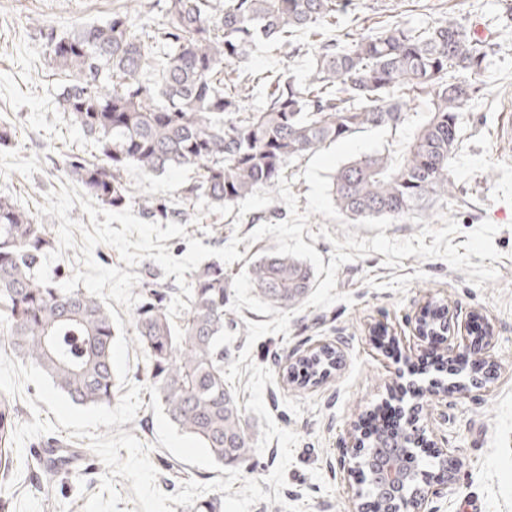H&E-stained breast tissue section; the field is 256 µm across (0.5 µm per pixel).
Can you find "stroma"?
<instances>
[{"label":"stroma","mask_w":512,"mask_h":512,"mask_svg":"<svg viewBox=\"0 0 512 512\" xmlns=\"http://www.w3.org/2000/svg\"><path fill=\"white\" fill-rule=\"evenodd\" d=\"M123 3L0 0V122L16 130L12 141L0 146V197L38 212L48 193L70 184L68 156H97L94 142L58 109L57 94L66 77L50 64L38 30L52 27L65 33L102 23ZM397 17L413 24L455 19L473 25L492 45L477 78L481 92L461 110L459 148L449 165L453 194L432 203L422 218L435 227L439 213H447L459 227L450 238L455 245L464 243L467 232L483 221L495 224L494 245L502 255L495 263L497 280L475 286L465 272L440 258L409 256L400 266L388 267L384 254L372 252L341 265L337 272L336 290L351 295L352 303L299 311L290 321L288 335L269 334L247 346L248 323L266 322V315L246 307L228 311L224 360H237L247 347L252 360L276 377L265 387V404L278 426L299 436L286 486L280 491L286 504L305 506L307 512H350L357 457L348 432L367 413L390 401L392 391L414 379L423 394L405 396L404 402L414 406V425L431 441L418 454L436 490L427 503L429 512H512V147L500 136L502 127L512 123V0H346L329 36L342 42ZM313 51L310 36L300 32L287 56L261 47L235 69L243 74L286 69L302 77ZM194 176L188 168L159 176L137 168L124 173L138 195L190 213L185 236L164 242L173 257L186 254L191 238L220 248L240 237L241 260L224 267L225 278L234 279L276 247L273 235L251 243L248 234L261 224L286 220L288 209L274 189L231 207L186 202L181 191ZM428 301L451 304L462 314L481 312L483 319L472 330L481 338V360L496 370L486 387L446 396L434 383V368L412 371V363L427 348L414 325ZM489 326L494 329L490 337L485 334ZM325 342L340 345L336 369L306 385L283 379L290 358ZM127 343L128 377L141 385L143 405L120 429L148 446L158 487L174 494L185 481L208 483L219 478V471L184 463L159 444L152 396L145 389L146 357L135 336H128ZM53 440L68 442L73 449L88 446L87 440L70 438L64 428L27 441L5 481L12 496L8 512H83L89 495L100 491L106 467L94 455L70 460L53 482L29 479L27 460ZM440 449L452 456L455 483L444 480L436 456Z\"/></svg>","instance_id":"obj_1"}]
</instances>
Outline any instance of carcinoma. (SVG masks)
Returning <instances> with one entry per match:
<instances>
[{
	"mask_svg": "<svg viewBox=\"0 0 512 512\" xmlns=\"http://www.w3.org/2000/svg\"><path fill=\"white\" fill-rule=\"evenodd\" d=\"M126 0L103 24L58 34L40 31L53 67L69 77L58 105L100 159L73 155L69 175L102 205L120 212L138 206L151 220L173 212L139 197L123 179L136 167L160 174L191 167L197 178L184 199L232 206L278 185L288 163L327 143L373 128L409 122L402 101L430 97L429 111L414 124L398 157L375 152L337 168L336 205L347 217L401 221L452 195L449 162L460 138L459 114L478 87L491 44L465 24L394 21L338 47L321 44L310 72L245 78L231 66L258 46L282 50L295 33L314 35L336 24L341 0H167L165 22L149 25ZM268 85L263 107L242 106V84ZM55 248L48 228L11 200L0 197V323L13 352L51 377L74 404L107 405L119 392L112 363L116 327L99 298L78 288L65 293L56 279H35ZM259 295L273 306L300 303L311 287L310 268L292 256L265 255L250 267ZM182 323L172 320L174 288L142 279L132 331L148 361L166 416L185 434L200 438L213 457L240 464L253 441L235 395L224 387V304L229 282L212 262L190 275ZM333 351H314L291 370L325 374ZM13 400L0 393V466L13 467ZM400 438L378 436L362 462L369 492L382 512L390 505L378 461Z\"/></svg>",
	"mask_w": 512,
	"mask_h": 512,
	"instance_id": "carcinoma-1",
	"label": "carcinoma"
}]
</instances>
